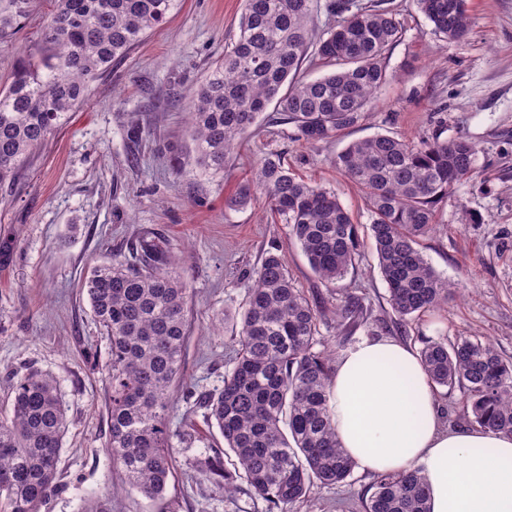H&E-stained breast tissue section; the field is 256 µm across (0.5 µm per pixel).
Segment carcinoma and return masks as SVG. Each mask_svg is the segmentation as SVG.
Here are the masks:
<instances>
[{
  "label": "carcinoma",
  "instance_id": "carcinoma-1",
  "mask_svg": "<svg viewBox=\"0 0 512 512\" xmlns=\"http://www.w3.org/2000/svg\"><path fill=\"white\" fill-rule=\"evenodd\" d=\"M182 0H51L43 50L22 61L0 89V184L15 179L30 155L81 104L91 81L162 26ZM315 0H244L236 40L189 92L197 162L212 174L269 106L286 114L297 137L327 140L356 125L387 83L385 55L400 23L387 10L353 9L331 0L336 27L315 37ZM436 35L461 40L469 29L466 0H416ZM30 0H0V44L29 13ZM330 71L298 77L308 55ZM475 147L464 137L410 141L376 134L350 142L336 168L362 193L368 237L387 285L392 326L407 336L419 316L448 304L456 292L425 259L420 241L436 228V207L474 169ZM288 225L317 279L330 286L361 261L360 225L335 192L297 177L269 153L241 184L232 206L255 192ZM180 258L160 234L139 236L130 259L95 266L84 278L109 357L105 400L106 451L141 495H163L176 453L170 389L180 374L188 332L190 289L176 271ZM252 285L239 308L234 356L223 386L186 399L206 410L224 438L208 448L199 475L224 493L245 481L268 512H294L315 486L345 485L356 461L340 447L329 408L336 349L320 325L336 332L385 328L349 288L318 305L297 288L281 255L267 252L248 273ZM418 354L432 383L459 389L470 422L512 434V359L474 336H420ZM66 410L57 380L30 369L11 386L10 413L0 415V512H40L57 490ZM235 456L233 469L223 455ZM364 512H430L420 469L373 476Z\"/></svg>",
  "mask_w": 512,
  "mask_h": 512
}]
</instances>
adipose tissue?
<instances>
[{
	"instance_id": "ef3b65f1",
	"label": "adipose tissue",
	"mask_w": 512,
	"mask_h": 512,
	"mask_svg": "<svg viewBox=\"0 0 512 512\" xmlns=\"http://www.w3.org/2000/svg\"><path fill=\"white\" fill-rule=\"evenodd\" d=\"M329 405L341 447L362 469H421L430 512H512V434L445 427L411 347L365 339L343 352Z\"/></svg>"
}]
</instances>
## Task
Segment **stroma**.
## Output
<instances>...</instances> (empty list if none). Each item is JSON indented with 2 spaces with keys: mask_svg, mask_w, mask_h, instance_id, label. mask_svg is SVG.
Returning <instances> with one entry per match:
<instances>
[{
  "mask_svg": "<svg viewBox=\"0 0 512 512\" xmlns=\"http://www.w3.org/2000/svg\"><path fill=\"white\" fill-rule=\"evenodd\" d=\"M353 3L396 14L402 34L385 60L390 81L363 119L333 138L299 140L284 113L270 110L231 152L223 173L200 170L188 90L238 36L244 0H183L164 26L97 78L86 102L32 153L15 182L0 186V238L14 243L12 261L0 266V413L8 410L10 379L35 368L56 378L68 421L58 490L41 512H82L88 496L105 489L112 492L109 512H266L248 488L227 495L198 480L201 452L224 440L202 408L184 401L183 390L222 387L230 316L247 294L248 271L267 251L281 250L306 295L329 298L263 194L240 208L227 205L271 152L305 181L334 190L365 226L361 192L334 166L348 143L374 134L472 141L473 172L438 204V227L421 241L434 270L465 293L422 317L418 334L481 336L512 356V0H467L469 31L458 41L436 36L414 0ZM51 8V0H31L21 30L0 45V87L20 58L40 54ZM144 231L163 235L183 255L191 289L172 428L192 441L177 445L174 476L155 500L124 486L104 450L106 379L92 363L107 360L108 341L80 289L88 268L130 258ZM343 283L375 314L390 315L373 253ZM371 481L355 470L349 485L313 488L297 512H362Z\"/></svg>",
  "mask_w": 512,
  "mask_h": 512,
  "instance_id": "stroma-1",
  "label": "stroma"
}]
</instances>
